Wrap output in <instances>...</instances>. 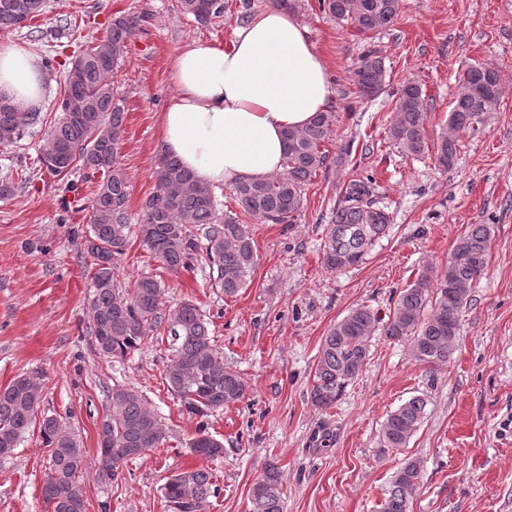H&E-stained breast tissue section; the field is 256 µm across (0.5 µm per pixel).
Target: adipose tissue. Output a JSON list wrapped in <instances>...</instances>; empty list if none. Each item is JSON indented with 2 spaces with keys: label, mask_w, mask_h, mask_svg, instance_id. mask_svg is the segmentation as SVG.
Segmentation results:
<instances>
[{
  "label": "adipose tissue",
  "mask_w": 512,
  "mask_h": 512,
  "mask_svg": "<svg viewBox=\"0 0 512 512\" xmlns=\"http://www.w3.org/2000/svg\"><path fill=\"white\" fill-rule=\"evenodd\" d=\"M170 81L174 92L160 114L159 150L210 187L281 173L286 131L325 111L333 94L306 28L282 8L258 13L236 30L230 46L180 49ZM49 82L27 47L0 42V95L36 112Z\"/></svg>",
  "instance_id": "ef3b65f1"
}]
</instances>
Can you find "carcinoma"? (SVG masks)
Here are the masks:
<instances>
[{
    "instance_id": "carcinoma-1",
    "label": "carcinoma",
    "mask_w": 512,
    "mask_h": 512,
    "mask_svg": "<svg viewBox=\"0 0 512 512\" xmlns=\"http://www.w3.org/2000/svg\"><path fill=\"white\" fill-rule=\"evenodd\" d=\"M319 4L337 22L362 34L393 26L400 8V0H319ZM179 7L200 25L224 16V0H179ZM45 8L46 0H0V30L23 28ZM141 21L138 15L112 16L106 36L72 58L59 117L43 139L39 162L55 177L64 179L79 171L83 182L95 183L90 230L83 243L91 258L89 308L94 349L104 357L124 358L138 350L149 333L163 331L172 355L164 373L168 388L186 411L206 416L242 401L248 391L245 381L224 366L209 322L196 304L185 300L163 311L162 281L152 273H142L132 285L123 287L114 281L113 260L123 253L135 232L165 270L179 273L203 261L214 272L212 286L233 297L247 285L255 265V246L248 225L240 223L238 216L220 211L212 189L200 184L172 157L160 159L155 190L142 206V221L131 224L130 190L121 166L125 109L114 95L112 83ZM385 76L384 63L374 50L364 52L353 71L354 84L364 98L380 93ZM396 95L387 139L407 155H423L429 145L422 90L407 82ZM499 97L497 70L480 63L465 69L449 113V133L435 147L437 166L447 169L454 165L460 135L478 133ZM31 117L32 113L0 97V146L21 141ZM334 124V112L317 113L304 128L286 133L282 173L232 185L243 212L273 224L294 220L306 186L325 163L322 146ZM390 223L389 213L377 205L372 177L352 180L327 227L325 268L339 272L362 264L388 234ZM489 238V225H472L446 263L423 267L416 280L400 291L387 320L371 306L359 305L336 321L321 341L310 391L312 405L322 410L336 405L362 372L372 339L378 335L409 343L412 360L432 370L448 363L471 288L486 266ZM41 393L40 382L30 375L0 387V449L14 451L30 428L40 425L44 446L50 451V469L41 491L44 503L50 512H86L80 480L86 463L84 449L65 422L53 415L38 416ZM427 404L424 396L415 395L390 412L382 425L380 447H406L425 418ZM98 437L99 469L111 480L128 462L166 442L161 420L145 405L138 390L123 384L109 392ZM188 447L205 460L224 456V444L202 425ZM422 472V461L404 462L385 492L380 512H408L409 497L419 486ZM216 492L214 475L205 467L174 474L162 487L166 512H204ZM282 496L278 467L270 461L263 477L252 486L250 512H283Z\"/></svg>"
}]
</instances>
